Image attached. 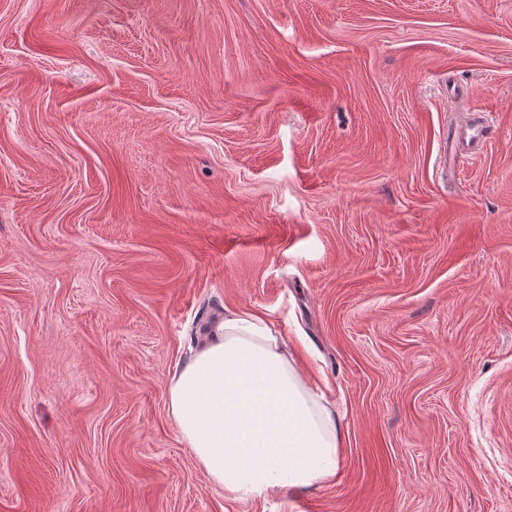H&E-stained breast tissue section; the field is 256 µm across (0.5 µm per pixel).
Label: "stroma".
<instances>
[{"label":"stroma","mask_w":512,"mask_h":512,"mask_svg":"<svg viewBox=\"0 0 512 512\" xmlns=\"http://www.w3.org/2000/svg\"><path fill=\"white\" fill-rule=\"evenodd\" d=\"M228 308L335 479L235 499L182 442ZM310 503L512 512V0H0V512Z\"/></svg>","instance_id":"1"}]
</instances>
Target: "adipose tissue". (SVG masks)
Returning <instances> with one entry per match:
<instances>
[{
  "label": "adipose tissue",
  "mask_w": 512,
  "mask_h": 512,
  "mask_svg": "<svg viewBox=\"0 0 512 512\" xmlns=\"http://www.w3.org/2000/svg\"><path fill=\"white\" fill-rule=\"evenodd\" d=\"M182 440L226 495L261 498L335 477L340 425L264 315L225 310L170 380Z\"/></svg>",
  "instance_id": "adipose-tissue-1"
}]
</instances>
